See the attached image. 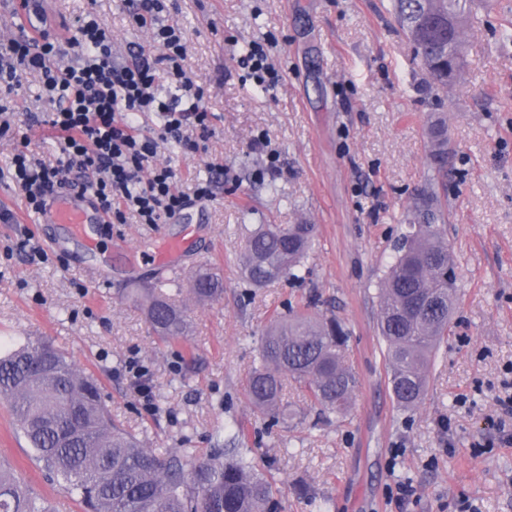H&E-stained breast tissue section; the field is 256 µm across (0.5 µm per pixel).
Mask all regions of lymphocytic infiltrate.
<instances>
[{
  "instance_id": "lymphocytic-infiltrate-1",
  "label": "lymphocytic infiltrate",
  "mask_w": 512,
  "mask_h": 512,
  "mask_svg": "<svg viewBox=\"0 0 512 512\" xmlns=\"http://www.w3.org/2000/svg\"><path fill=\"white\" fill-rule=\"evenodd\" d=\"M171 5L137 0L135 21L150 30L154 55L139 49L118 60L111 30L92 14L78 18L63 42L40 29L0 44V137L17 126L8 96L35 71L51 106L43 123L58 146L52 163L32 153L26 139L12 156L11 178L28 211L44 212L68 190L92 191L111 224L122 223L128 211L139 223L163 224L188 205L175 170L158 155L169 146L199 152L212 114L202 86L184 68L183 28L163 20ZM238 65L264 92L275 93L281 76L263 44H250ZM155 114L162 125L146 128Z\"/></svg>"
}]
</instances>
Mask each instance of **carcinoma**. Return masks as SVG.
I'll return each instance as SVG.
<instances>
[{
    "mask_svg": "<svg viewBox=\"0 0 512 512\" xmlns=\"http://www.w3.org/2000/svg\"><path fill=\"white\" fill-rule=\"evenodd\" d=\"M394 17L413 44L422 68L442 86L470 66L461 29L472 0H392ZM437 175L447 173L448 125L436 119L428 130ZM435 192L422 193L411 225L380 284L379 333L385 343L388 385L397 406L409 411L425 398L436 347L448 335L455 295L448 274L455 259L440 227ZM316 245L313 224H260L245 237L244 277L263 287L284 275L297 277ZM189 292L198 301L220 297L223 282L199 267ZM129 301L144 310L162 341L187 334L186 309L172 289L153 288ZM347 333L334 318L305 310L271 317L246 394L264 415L283 414L287 381L303 386L311 406L330 423L352 405L358 378L343 362ZM0 398L8 402L31 459L87 512H282L277 491L252 462L224 449L203 455L147 448L112 421L98 380L60 349L27 340L0 351ZM0 512H52L15 469L0 461Z\"/></svg>",
    "mask_w": 512,
    "mask_h": 512,
    "instance_id": "1",
    "label": "carcinoma"
}]
</instances>
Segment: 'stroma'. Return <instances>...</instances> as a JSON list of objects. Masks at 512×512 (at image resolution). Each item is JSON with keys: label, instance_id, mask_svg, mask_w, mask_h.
<instances>
[{"label": "stroma", "instance_id": "obj_1", "mask_svg": "<svg viewBox=\"0 0 512 512\" xmlns=\"http://www.w3.org/2000/svg\"><path fill=\"white\" fill-rule=\"evenodd\" d=\"M50 23L0 0V41L42 25L59 40L77 16L92 12L112 29V49L152 50L148 29L129 16L128 0H50ZM168 22L184 28L185 67L203 86L213 133L202 153L163 150L160 162L192 193L206 164L222 165L211 199L170 223L98 225L94 251L56 224L38 223L7 174L21 136L52 159L51 130L20 123L0 138V344L41 338L62 348L100 380L113 419L149 448L198 453L237 447L264 468L283 512H512V434L498 397L512 364V0L477 13L462 32L470 70L442 87L429 78L400 31L391 0H174ZM268 39L283 80L269 95L242 81L237 55ZM448 124V180L440 194L457 272L448 338L429 369L428 393L410 411L389 390L378 333V282L395 240L408 229L415 198L431 174L425 129L433 114ZM265 135L268 146L256 144ZM280 156L269 171L267 153ZM258 224H313L318 244L304 279L262 288L241 275L239 254ZM187 237L178 279L134 253L158 233ZM46 255L30 262L27 237ZM208 265L224 293L204 305L189 293L188 340L164 343L133 307L130 289L187 284ZM349 332L344 363L359 377L350 410L314 426L304 389L289 383L285 421L259 413L246 395L259 339L273 312L308 296ZM146 370L141 398L125 370ZM248 434L233 444L234 425ZM0 458L8 460L56 512H82L76 498L31 461L7 402L0 401ZM416 493L390 499L396 483Z\"/></svg>", "mask_w": 512, "mask_h": 512}]
</instances>
